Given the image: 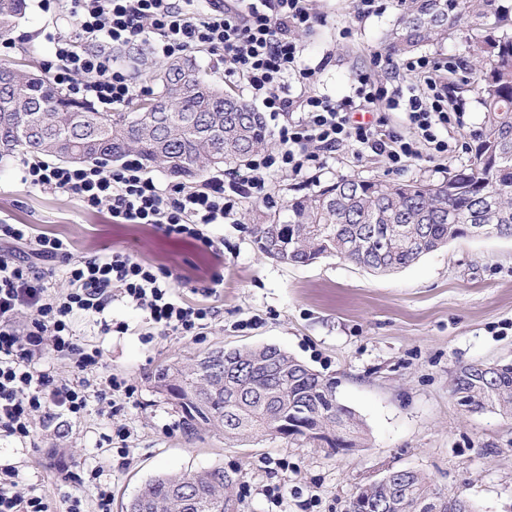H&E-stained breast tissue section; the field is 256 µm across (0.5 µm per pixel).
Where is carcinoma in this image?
I'll list each match as a JSON object with an SVG mask.
<instances>
[{
	"label": "carcinoma",
	"instance_id": "obj_1",
	"mask_svg": "<svg viewBox=\"0 0 512 512\" xmlns=\"http://www.w3.org/2000/svg\"><path fill=\"white\" fill-rule=\"evenodd\" d=\"M26 0H0V40L13 38ZM485 30L512 28V12L499 0H399V16L384 49L400 58L440 43L461 21ZM470 54L478 67L476 91L484 108L469 164L437 182L391 184L342 178L288 201V220L254 225L262 253L288 264L321 258L350 260L376 273H392L449 242L473 236L512 237V37L489 35ZM116 57L156 91L128 112H98L56 88L47 76L0 63V158L23 154L101 166L130 154L171 177L246 165L270 142L260 113L207 78L194 56L146 63L140 49ZM153 386L181 413L185 434L203 427L224 439L280 434L338 448H361L363 424L339 403L335 383L278 348L233 351L228 358L186 366L167 364ZM453 395L467 411L512 418V364L491 369L460 366ZM235 479L220 467L164 473L147 480L125 512H239ZM434 500L438 512H475L429 478L411 471L393 485L374 483L354 500Z\"/></svg>",
	"mask_w": 512,
	"mask_h": 512
}]
</instances>
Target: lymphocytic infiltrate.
Here are the masks:
<instances>
[{
  "mask_svg": "<svg viewBox=\"0 0 512 512\" xmlns=\"http://www.w3.org/2000/svg\"><path fill=\"white\" fill-rule=\"evenodd\" d=\"M67 2V21L83 43L55 39L46 64L55 86L109 112L132 102L144 89L98 52V45L119 49L147 43L159 59L205 49L223 58L226 82L244 80L260 100L279 143L277 151L253 154L244 171L164 186L134 157L109 169L24 160L25 184L73 197L88 211L107 209L120 224H150L166 236L193 239L212 249L216 242L206 227L233 219L243 201H271L269 175L303 176L345 145L380 156L396 169L410 161L432 162L447 155L451 130L463 125L462 113L448 109L441 62L422 55L402 61V69L416 78L403 88L376 79V70L393 62L375 52L344 100L333 101L309 88L300 98H291L287 76L295 75L307 87L313 76L298 65L301 49L296 40L297 33L317 21L310 0ZM394 113L401 115L404 131L390 129ZM0 239L32 247L27 259L0 255V437L26 442L35 424L80 417L92 395L111 409L116 396L135 398L137 386L107 370L99 347L78 342L76 318L103 319L118 297L163 332L197 336L208 323V308L173 298L167 272L124 253L76 257L61 239L34 235L26 224L1 223ZM58 274L68 284L62 296L49 288ZM52 358L72 362L74 378H59L48 364ZM99 476L96 468L63 470V490L54 497L34 486L22 489L17 468L0 464V512H52L55 498L65 504V512H84L81 499L64 487L96 484Z\"/></svg>",
  "mask_w": 512,
  "mask_h": 512,
  "instance_id": "1",
  "label": "lymphocytic infiltrate"
}]
</instances>
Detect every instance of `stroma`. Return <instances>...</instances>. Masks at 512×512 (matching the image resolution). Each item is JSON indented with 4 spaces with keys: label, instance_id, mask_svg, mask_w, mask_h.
Here are the masks:
<instances>
[{
    "label": "stroma",
    "instance_id": "obj_1",
    "mask_svg": "<svg viewBox=\"0 0 512 512\" xmlns=\"http://www.w3.org/2000/svg\"><path fill=\"white\" fill-rule=\"evenodd\" d=\"M311 7L318 21L299 39L300 63L315 69L314 91L337 101L351 95L356 72L382 50L398 9L363 16L353 0H311ZM483 35L465 20L447 42L420 49L456 63L447 75L448 105L464 113L465 124L452 132L447 158L392 170L382 158L341 147L310 178L274 176L272 203L244 201L236 223L210 226L221 244L217 251L165 237L148 224L112 223L108 212H88L71 197L29 188L19 156L0 159V219L62 239L77 256L121 251L163 269L178 301L212 313L194 338L151 334L142 313L120 300L108 317L125 322L126 333L77 318V338L100 347L108 370L137 385V402L111 413L90 399L61 432L36 427L27 447L2 437L0 463L16 466L22 485L50 489L57 469L46 451L61 447L73 472L100 467L101 483L112 489V512H122L156 474L214 467L237 478L240 512H347L360 487L403 468L468 499L477 512H512V419L467 412L450 388L461 365L512 363V238H459L407 268L380 274L335 257L285 264L263 255L251 232L254 223L284 212L293 197L343 177L439 181L467 165L471 135L484 116L468 43ZM76 36L54 10L27 0L9 58L21 60L27 51L40 63L50 56L51 38ZM219 345H274L335 381L338 401L365 425L364 447L342 454L290 438L233 443L210 429L186 437L150 377L159 366ZM119 428L125 439L115 438ZM107 434L112 442H104ZM110 446L126 447V457H108ZM269 486L280 487V503L266 497Z\"/></svg>",
    "mask_w": 512,
    "mask_h": 512
}]
</instances>
